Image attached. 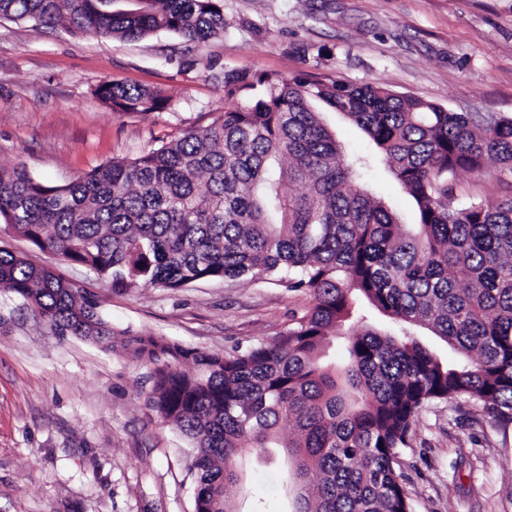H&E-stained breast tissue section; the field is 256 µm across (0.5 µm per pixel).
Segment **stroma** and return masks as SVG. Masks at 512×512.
Returning a JSON list of instances; mask_svg holds the SVG:
<instances>
[{"mask_svg": "<svg viewBox=\"0 0 512 512\" xmlns=\"http://www.w3.org/2000/svg\"><path fill=\"white\" fill-rule=\"evenodd\" d=\"M378 83L456 112L512 116V0H224V35L133 42L0 21V166L59 182L133 158L224 110L225 71ZM162 91L161 112H113L104 82ZM405 223L408 197L384 165L366 176ZM0 248L97 296L119 331L225 355L271 341L311 298L265 281H203L180 291L115 289L86 268L0 231ZM149 367L55 333L0 292V512H193L192 444L146 409ZM282 448L245 455L227 489L282 504ZM398 470L413 512H512V423L481 406L421 411Z\"/></svg>", "mask_w": 512, "mask_h": 512, "instance_id": "1", "label": "stroma"}]
</instances>
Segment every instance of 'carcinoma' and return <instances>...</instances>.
I'll list each match as a JSON object with an SVG mask.
<instances>
[{"label": "carcinoma", "instance_id": "cac0c4a2", "mask_svg": "<svg viewBox=\"0 0 512 512\" xmlns=\"http://www.w3.org/2000/svg\"><path fill=\"white\" fill-rule=\"evenodd\" d=\"M223 0H0V20L138 40L224 34ZM115 112H161V92L106 82ZM355 123L349 155L312 103ZM380 161L410 199L405 224L366 187ZM512 174V116L452 112L378 83L224 72V113L134 159L58 183L0 167V224L117 288L179 291L268 280L312 306L235 355L119 334L98 300L0 248V291L61 335L151 365L148 410L195 450L194 512H234L245 450L286 448L296 512H411L398 450L433 402L473 401L512 421V194L461 199L455 180ZM299 191H287V186ZM425 330L461 359L427 349ZM341 344L342 370L326 360ZM189 363L193 371L182 366Z\"/></svg>", "mask_w": 512, "mask_h": 512}]
</instances>
